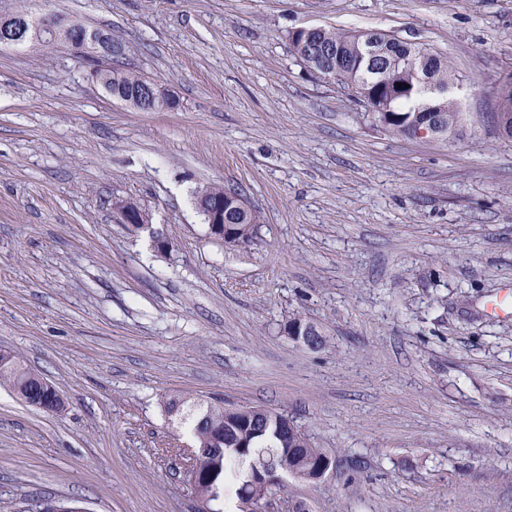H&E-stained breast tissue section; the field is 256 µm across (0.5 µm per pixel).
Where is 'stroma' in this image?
Here are the masks:
<instances>
[{"mask_svg": "<svg viewBox=\"0 0 512 512\" xmlns=\"http://www.w3.org/2000/svg\"><path fill=\"white\" fill-rule=\"evenodd\" d=\"M112 33L174 112L113 100L72 52L0 49V350L59 414L0 387V512H195L165 399L288 415L336 459L276 492L311 512H512V142L390 137L290 49L300 27L426 44L494 111L512 0H0ZM238 189L253 239H213L199 191ZM150 212L172 241L117 222ZM313 322L310 349L286 332ZM119 221L132 229L151 227V215L138 203L121 202L116 206Z\"/></svg>", "mask_w": 512, "mask_h": 512, "instance_id": "obj_1", "label": "stroma"}]
</instances>
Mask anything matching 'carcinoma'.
Segmentation results:
<instances>
[{"instance_id": "obj_1", "label": "carcinoma", "mask_w": 512, "mask_h": 512, "mask_svg": "<svg viewBox=\"0 0 512 512\" xmlns=\"http://www.w3.org/2000/svg\"><path fill=\"white\" fill-rule=\"evenodd\" d=\"M325 43L349 58V69L338 84L358 94L362 90H384L381 104L390 108L388 112H361L359 117L370 122L381 133L407 138L412 129L427 121L426 113L416 111L420 103V82L409 65L408 57L422 47L413 43L404 48L384 53L373 65L361 59L355 43L356 32L326 27L323 31ZM434 59L426 78L434 83L446 84L461 81L448 56L433 51ZM91 76L109 94L132 95L143 88L145 76L125 70L119 59L112 60L108 67L96 65ZM403 87H398V84ZM432 130L435 141L441 144L453 143L463 136L467 121L466 113L445 100L437 102ZM503 112L490 113V117H501L505 131L497 125H489L487 133L512 140V89L504 92ZM215 197H223L224 221L227 224H259L260 214L250 205L237 200L241 196L234 188H211ZM0 384L8 385L19 398L31 395L45 401V406L60 413L64 409L63 398L57 396L55 387H46L32 378V372L21 361L10 355L8 362L0 366ZM166 413L191 423L194 445L209 448L210 454L204 461L196 481L191 485L193 494L217 502L224 489V481L232 474V465L250 462V473L236 490L237 512H244L242 505L255 504L272 496L270 484L253 476L257 468H272V465L288 464V469L308 470L312 464L328 455L324 448H314L308 435L301 429H284L283 420L293 423L287 416L269 413L257 416L253 413H238L224 408V403L210 402L205 405L190 404L183 398H170L165 404ZM24 512H79V507L65 501L37 498Z\"/></svg>"}]
</instances>
